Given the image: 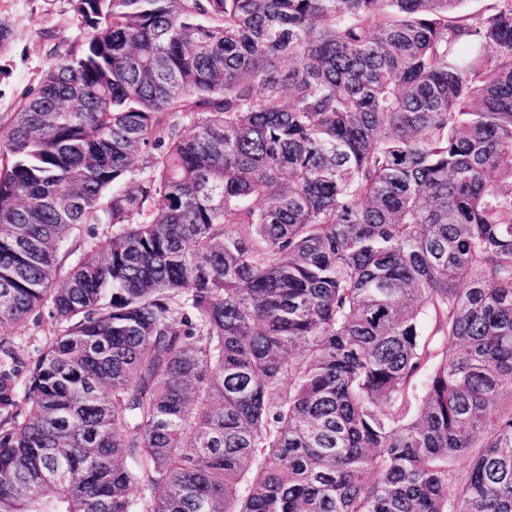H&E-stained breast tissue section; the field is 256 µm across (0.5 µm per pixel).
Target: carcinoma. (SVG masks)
<instances>
[{
	"label": "carcinoma",
	"mask_w": 512,
	"mask_h": 512,
	"mask_svg": "<svg viewBox=\"0 0 512 512\" xmlns=\"http://www.w3.org/2000/svg\"><path fill=\"white\" fill-rule=\"evenodd\" d=\"M66 2L0 125V512H512V0Z\"/></svg>",
	"instance_id": "1"
}]
</instances>
